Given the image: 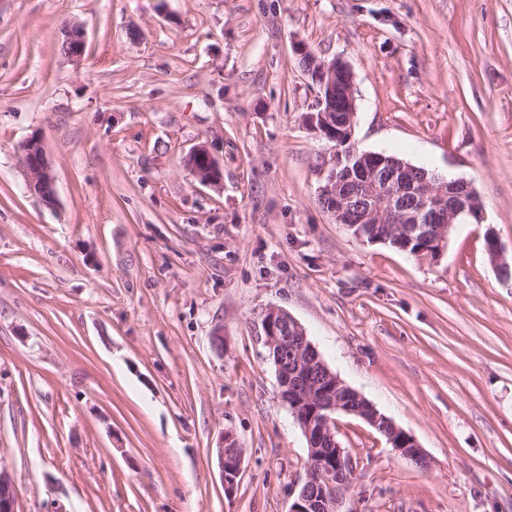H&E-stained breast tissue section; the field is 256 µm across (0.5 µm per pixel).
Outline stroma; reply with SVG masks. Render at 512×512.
Instances as JSON below:
<instances>
[{"label":"stroma","instance_id":"stroma-1","mask_svg":"<svg viewBox=\"0 0 512 512\" xmlns=\"http://www.w3.org/2000/svg\"><path fill=\"white\" fill-rule=\"evenodd\" d=\"M83 25L81 61L59 46ZM354 79L358 149L470 181L440 260L317 201L293 43ZM43 139L56 201L19 144ZM206 145L223 170L185 165ZM512 0H0V469L16 512H288L308 445L263 336L287 311L429 466L336 414L342 512H512ZM243 450L225 496L218 450ZM187 165L202 184H215L222 180L223 172L204 145H199L187 157Z\"/></svg>","mask_w":512,"mask_h":512}]
</instances>
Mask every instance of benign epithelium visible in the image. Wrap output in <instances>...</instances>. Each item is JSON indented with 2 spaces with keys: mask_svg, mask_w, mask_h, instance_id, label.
<instances>
[{
  "mask_svg": "<svg viewBox=\"0 0 512 512\" xmlns=\"http://www.w3.org/2000/svg\"><path fill=\"white\" fill-rule=\"evenodd\" d=\"M61 52L76 61L81 60L87 48L84 28L66 26L61 31ZM302 62L301 68L314 89V102L307 113L306 123L320 137L337 145L352 141L357 118L353 77L350 69L335 59L325 61L304 47H294ZM345 96L346 115L339 121L331 116L333 97ZM26 170V186L32 195L52 206L56 193L54 175L48 162L42 139L33 135L20 144ZM344 154L336 151L332 162L322 168L323 183L318 197L323 211L334 223L355 236L374 238V242L388 240L378 230L380 224H403L406 234L425 233L430 256L439 260L445 251L451 227L467 217L476 223L483 220V212L470 207L471 185L463 178L448 181H419L414 178L411 164L390 167L384 154H364L362 163L355 167L357 177L339 179L336 168L343 164ZM187 165L202 184L222 180L223 172L209 150L199 145L187 157ZM432 224L431 232L424 225ZM489 254L497 272L509 268L502 245L494 233H489ZM262 331L268 346L276 349L278 378L290 379L281 386L282 398L293 409L305 407L308 416L299 420L309 451L307 476L294 494L289 512H339L338 490L354 472L351 455L340 446L333 431L338 412L355 415L380 432L388 435L393 450L404 458L421 465L427 461L412 435L396 427L363 396L356 395V403H348L344 390L348 389L334 373L316 347L308 339L303 326L282 309L268 310L262 319ZM218 461L224 482V493L235 494L242 472L243 453L236 437L228 432L218 449Z\"/></svg>",
  "mask_w": 512,
  "mask_h": 512,
  "instance_id": "7a95c632",
  "label": "benign epithelium"
}]
</instances>
